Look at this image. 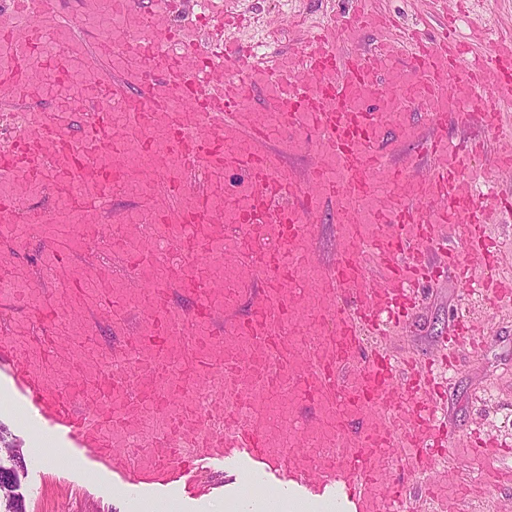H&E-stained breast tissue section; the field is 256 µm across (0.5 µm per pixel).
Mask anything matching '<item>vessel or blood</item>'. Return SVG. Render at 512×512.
I'll return each instance as SVG.
<instances>
[{
	"mask_svg": "<svg viewBox=\"0 0 512 512\" xmlns=\"http://www.w3.org/2000/svg\"><path fill=\"white\" fill-rule=\"evenodd\" d=\"M358 4L356 26L269 57L178 35L171 0H90L117 16L108 32L73 34L54 0H10L0 19V103L27 115L0 149V308L30 314L24 341L0 326V375L121 488L192 492L218 461L254 482L287 472L351 512H403L406 474L455 436L431 363L363 332L409 321L411 288L447 270L512 299L486 234L512 217V37L489 56L448 35L397 39L391 16ZM364 28L382 38L362 58ZM80 73L79 101L48 100ZM470 122L494 139L492 173L470 169L483 143L448 134ZM284 147L310 153L304 174ZM34 195L50 208L24 210ZM22 234L46 265L17 266ZM473 459L485 488L512 483L496 439ZM427 490L444 512L469 492Z\"/></svg>",
	"mask_w": 512,
	"mask_h": 512,
	"instance_id": "1",
	"label": "vessel or blood"
}]
</instances>
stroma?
Here are the masks:
<instances>
[{"instance_id":"obj_1","label":"stroma","mask_w":512,"mask_h":512,"mask_svg":"<svg viewBox=\"0 0 512 512\" xmlns=\"http://www.w3.org/2000/svg\"><path fill=\"white\" fill-rule=\"evenodd\" d=\"M215 9L242 14L247 24L233 31L211 23L208 31L217 39L234 38L258 52H296L306 29L337 21L347 26L357 23L356 0H213ZM384 11L394 14L402 27L436 35L449 13H456V32L468 35L469 22L483 19L490 28L489 40L482 46L491 53L493 41L512 33V0H467L456 9L448 0H376ZM480 323L489 339L480 352L459 347L454 351L455 366L445 374L447 392L444 410L461 438L476 429L497 435L512 445V304H493L468 294L454 280L429 289L412 324L392 334L387 346L399 356H429L439 348L455 317ZM0 436L19 448L24 458L18 492L25 512H133L140 501L163 503L173 498L180 512H210L213 503H224L233 492L234 471L213 465L203 472V490L166 495L160 492L117 493L107 477H89L82 468L61 466L38 478L36 443L25 425L9 406L0 404Z\"/></svg>"}]
</instances>
